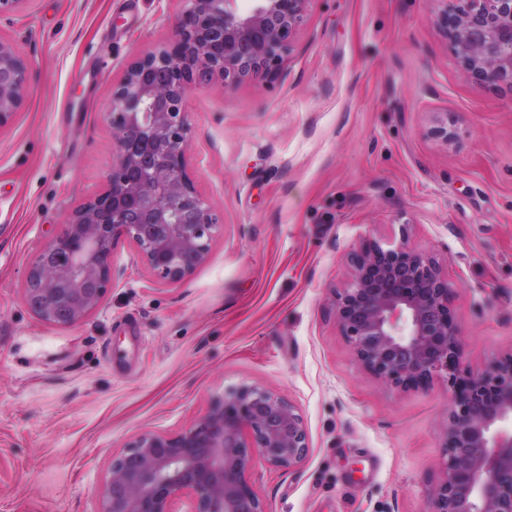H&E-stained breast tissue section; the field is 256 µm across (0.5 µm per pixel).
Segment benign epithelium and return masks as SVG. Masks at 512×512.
<instances>
[{"label":"benign epithelium","instance_id":"obj_1","mask_svg":"<svg viewBox=\"0 0 512 512\" xmlns=\"http://www.w3.org/2000/svg\"><path fill=\"white\" fill-rule=\"evenodd\" d=\"M174 37L136 58L112 89V166L105 190L84 202L34 258L25 301L41 320L73 325L112 287V248L133 242L162 281L184 279L208 255L219 218L187 173L189 85L224 87L276 74L309 0H185ZM462 73L512 87V0H432ZM29 63L0 39V128L24 105ZM334 294L336 318L359 363L385 384L448 383L442 448L446 477L427 512H512V354L483 371L463 367L450 288L434 260L374 243L350 257ZM309 451L296 406L243 384L213 399L175 435L146 432L113 459L98 512H266L247 479L255 459L293 468Z\"/></svg>","mask_w":512,"mask_h":512}]
</instances>
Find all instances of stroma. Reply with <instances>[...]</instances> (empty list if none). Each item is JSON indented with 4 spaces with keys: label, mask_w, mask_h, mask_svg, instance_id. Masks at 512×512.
I'll list each match as a JSON object with an SVG mask.
<instances>
[{
    "label": "stroma",
    "mask_w": 512,
    "mask_h": 512,
    "mask_svg": "<svg viewBox=\"0 0 512 512\" xmlns=\"http://www.w3.org/2000/svg\"><path fill=\"white\" fill-rule=\"evenodd\" d=\"M183 8L24 0L0 18L31 62L0 128V512H97L133 439L182 431L242 384L291 401L309 436L293 468L255 461L266 512H425L448 385L401 391L365 370L333 296L352 253L402 244L447 279L464 367L512 353V88L462 75L434 0H310L274 78L192 84L187 169L220 217L192 274L158 281L122 239L80 323L24 300L34 255L104 187L113 85Z\"/></svg>",
    "instance_id": "35a3bbf8"
}]
</instances>
